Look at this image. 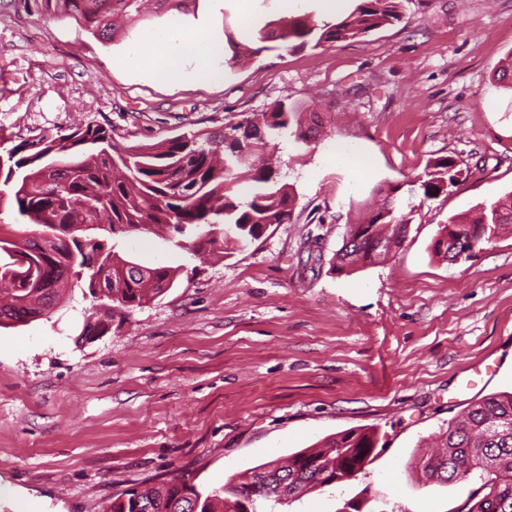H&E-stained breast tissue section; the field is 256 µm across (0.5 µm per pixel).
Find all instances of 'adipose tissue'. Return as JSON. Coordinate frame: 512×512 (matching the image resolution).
Returning <instances> with one entry per match:
<instances>
[{
    "instance_id": "obj_1",
    "label": "adipose tissue",
    "mask_w": 512,
    "mask_h": 512,
    "mask_svg": "<svg viewBox=\"0 0 512 512\" xmlns=\"http://www.w3.org/2000/svg\"><path fill=\"white\" fill-rule=\"evenodd\" d=\"M222 49L203 33L185 31L176 25L152 30L143 35L126 58L131 67L148 65L149 72L158 78H174L184 68L194 76L215 77Z\"/></svg>"
}]
</instances>
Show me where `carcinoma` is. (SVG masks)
<instances>
[{
    "instance_id": "cac0c4a2",
    "label": "carcinoma",
    "mask_w": 512,
    "mask_h": 512,
    "mask_svg": "<svg viewBox=\"0 0 512 512\" xmlns=\"http://www.w3.org/2000/svg\"><path fill=\"white\" fill-rule=\"evenodd\" d=\"M62 2L68 15L93 36L110 40L114 19L130 23L142 15L143 0H45ZM196 0H157L162 17L187 11ZM402 0H357L355 8L333 23L311 14L278 19L281 35L261 28L245 49L254 57L276 39L288 50L337 43L368 35L400 19ZM304 113L283 100L232 126L235 136L189 131L161 144L121 147L112 130L87 123L44 129L20 139L0 159L3 185L20 217L35 229L24 235L0 232V328L27 324L45 315L67 287L87 288L95 301L107 300L112 311L93 312L83 336L111 330L114 311L129 315L173 286L175 269L146 267L115 251V240L160 228L174 247L201 258L224 253V242L245 249L275 224L290 223L295 194L280 183V172L268 163L271 139L295 128L307 140ZM53 159L56 166L47 168ZM248 169L254 183L249 197L239 196L238 169ZM462 170L449 157L429 162L417 189L432 199L459 181ZM414 207L404 212L385 200L364 224H352L336 252L339 268L366 266L404 241ZM512 224V192L474 214L452 216L434 242L433 251L448 261L489 247L500 226ZM374 434L349 430L305 448L287 459L258 465L230 478L224 486L200 490L183 478L114 497L104 512H239L249 501L269 512L282 505L276 489L284 486L288 501L334 485L336 471L352 478L362 471L377 447ZM442 452L420 460L426 480L450 484L475 477L480 486L463 512H512V393L492 394L471 406L465 417L441 434Z\"/></svg>"
}]
</instances>
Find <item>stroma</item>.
I'll list each match as a JSON object with an SVG mask.
<instances>
[{"instance_id": "35a3bbf8", "label": "stroma", "mask_w": 512, "mask_h": 512, "mask_svg": "<svg viewBox=\"0 0 512 512\" xmlns=\"http://www.w3.org/2000/svg\"><path fill=\"white\" fill-rule=\"evenodd\" d=\"M400 22L319 48L272 49L217 79H152L124 60L175 22L240 41L235 0H197L102 41L45 0H0V153L40 129L93 122L123 146L218 133L285 98L317 113L275 149L290 223L197 260L162 237L119 239L173 288L105 336L78 341L93 302L67 289L46 317L0 328V512H103L113 494L230 475L346 430L378 444L354 479L284 512H458L475 481H423L416 462L449 422L512 392V227L471 258L433 252L439 227L512 191V0H403ZM364 159L353 178L344 157ZM467 177L418 203L388 257L333 269L346 228L430 159Z\"/></svg>"}]
</instances>
